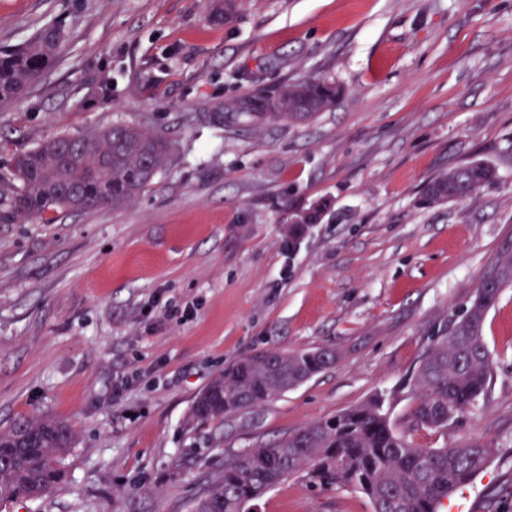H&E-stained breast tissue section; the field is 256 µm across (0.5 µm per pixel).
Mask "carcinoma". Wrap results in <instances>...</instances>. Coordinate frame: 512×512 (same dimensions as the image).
<instances>
[{
	"instance_id": "cac0c4a2",
	"label": "carcinoma",
	"mask_w": 512,
	"mask_h": 512,
	"mask_svg": "<svg viewBox=\"0 0 512 512\" xmlns=\"http://www.w3.org/2000/svg\"><path fill=\"white\" fill-rule=\"evenodd\" d=\"M61 26L41 31L20 50H0V98L22 95L56 58ZM340 89L323 80L290 84L277 95L253 92L212 113L229 126L273 117L313 119L336 105ZM168 141L137 125L118 123L82 136H60L19 155L12 176L19 187L9 202L16 217L49 211L120 208L137 197L165 166ZM496 179L483 160L429 179L432 202H466ZM325 202L300 210L302 223H320ZM490 268L496 282H477L465 305L436 333L413 378L416 422L442 428L475 406L491 378L493 360L483 338L487 312L512 287V237L506 236ZM336 361L329 348L289 353L266 351L240 358L195 396L190 417L198 424L254 408L300 386ZM70 422L47 415H21L0 430V510L14 501L49 495L64 476L72 448ZM493 452L469 438L453 448H422L392 429L378 399L316 420L268 445L247 448L224 461V471L195 512H245L246 504L276 485L284 474H303L321 488L348 487L365 494L373 512H437L442 500L469 483Z\"/></svg>"
}]
</instances>
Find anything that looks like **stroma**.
<instances>
[{
  "instance_id": "1",
  "label": "stroma",
  "mask_w": 512,
  "mask_h": 512,
  "mask_svg": "<svg viewBox=\"0 0 512 512\" xmlns=\"http://www.w3.org/2000/svg\"><path fill=\"white\" fill-rule=\"evenodd\" d=\"M65 39L0 102L11 159L115 123L172 153L119 209L0 221V429L69 420L65 479L9 512H194L225 457L373 397L423 448L491 443L440 512H512V288L484 324L490 383L448 427L412 417L411 379L512 226V0H0V49ZM307 78L335 107L298 123L216 124L217 106ZM480 159L496 180L428 204L431 177ZM329 212L298 240L291 208ZM336 349L262 405L195 426V394L260 351ZM248 512H372L296 474Z\"/></svg>"
}]
</instances>
